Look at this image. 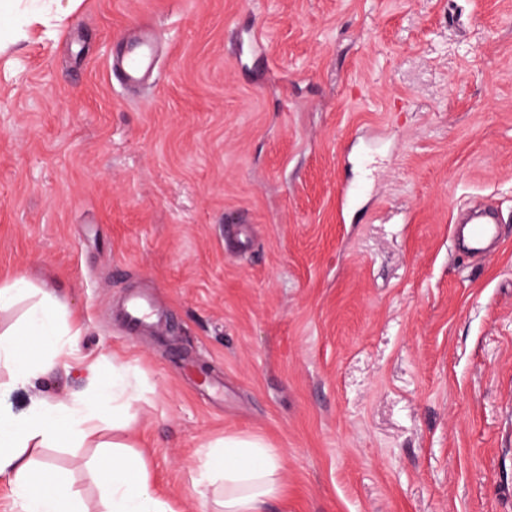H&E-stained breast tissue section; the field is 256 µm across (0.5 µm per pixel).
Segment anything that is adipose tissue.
I'll return each instance as SVG.
<instances>
[{
  "instance_id": "adipose-tissue-1",
  "label": "adipose tissue",
  "mask_w": 512,
  "mask_h": 512,
  "mask_svg": "<svg viewBox=\"0 0 512 512\" xmlns=\"http://www.w3.org/2000/svg\"><path fill=\"white\" fill-rule=\"evenodd\" d=\"M23 302L29 305L25 317L16 328L0 332V367L9 372L13 388L27 385L35 372L57 365L53 358L35 362L22 357L20 340L58 348L62 337L71 333L52 292L22 279L0 285V313L12 312ZM96 386L101 396L97 402L81 397L56 406L39 402L22 416L0 410V479L11 488L15 512H173L153 491L143 455L125 441L102 443L108 462L96 472L97 498L92 503L51 466H37L35 449L94 439L104 420L102 401L122 412L137 399L120 372L97 380ZM281 461L280 449L229 435L209 445L204 467L209 478L223 483V512H263L280 491Z\"/></svg>"
}]
</instances>
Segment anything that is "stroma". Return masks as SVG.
<instances>
[{
    "mask_svg": "<svg viewBox=\"0 0 512 512\" xmlns=\"http://www.w3.org/2000/svg\"><path fill=\"white\" fill-rule=\"evenodd\" d=\"M138 25L159 52L130 89L108 63ZM478 204L501 241L475 260L452 229ZM13 277L79 333L0 408L129 366L103 437L174 512H214L226 435L282 451L266 512H512V0H0ZM97 454L37 458L89 499ZM152 304L149 297L134 296L124 305V322L127 329L135 331L151 323Z\"/></svg>",
    "mask_w": 512,
    "mask_h": 512,
    "instance_id": "obj_1",
    "label": "stroma"
}]
</instances>
